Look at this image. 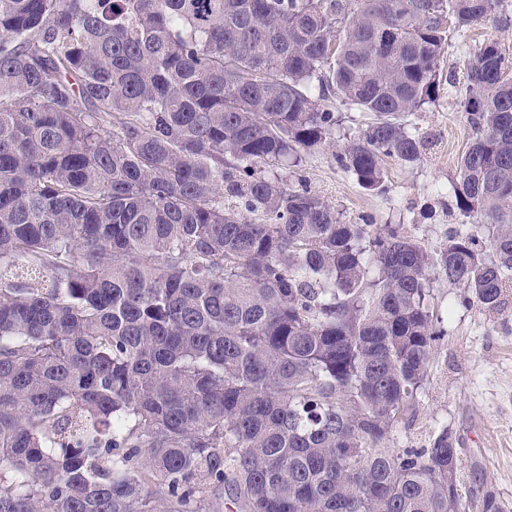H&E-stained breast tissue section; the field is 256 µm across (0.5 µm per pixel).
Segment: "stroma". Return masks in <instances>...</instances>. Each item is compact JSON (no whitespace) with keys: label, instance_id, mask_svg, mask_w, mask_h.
Listing matches in <instances>:
<instances>
[{"label":"stroma","instance_id":"stroma-1","mask_svg":"<svg viewBox=\"0 0 512 512\" xmlns=\"http://www.w3.org/2000/svg\"><path fill=\"white\" fill-rule=\"evenodd\" d=\"M487 39L512 52V27L503 30L487 22L451 31L439 96L412 117L432 145L414 164L388 162L386 194L367 193L336 164L340 145L365 122L362 113L345 108L333 142L290 168L289 182L304 179L312 192L336 206L344 222L398 224L427 250L439 249L462 222L450 206L448 188L472 138L460 106L465 63L469 51ZM432 288L448 334L438 341L413 410L393 429L388 445L425 448L441 428H449L461 448L457 482L462 494L491 492L501 512H512V298L503 310L489 312L467 302L462 289L441 275H433Z\"/></svg>","mask_w":512,"mask_h":512}]
</instances>
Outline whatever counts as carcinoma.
Instances as JSON below:
<instances>
[{
	"label": "carcinoma",
	"mask_w": 512,
	"mask_h": 512,
	"mask_svg": "<svg viewBox=\"0 0 512 512\" xmlns=\"http://www.w3.org/2000/svg\"><path fill=\"white\" fill-rule=\"evenodd\" d=\"M509 0H0V512H466L442 429L390 448L447 335L433 272L512 288V54L467 62L468 221L430 252L279 173L371 193L427 142L449 29ZM493 257H486L487 252Z\"/></svg>",
	"instance_id": "carcinoma-1"
}]
</instances>
